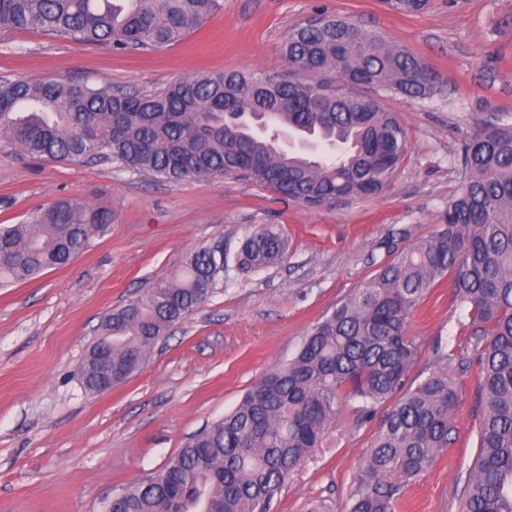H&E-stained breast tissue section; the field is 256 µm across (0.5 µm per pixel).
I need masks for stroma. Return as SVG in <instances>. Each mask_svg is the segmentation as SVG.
Listing matches in <instances>:
<instances>
[{
  "label": "stroma",
  "instance_id": "1",
  "mask_svg": "<svg viewBox=\"0 0 512 512\" xmlns=\"http://www.w3.org/2000/svg\"><path fill=\"white\" fill-rule=\"evenodd\" d=\"M181 41L156 50L85 45L32 29H0V81L52 77L154 90L200 72H279L288 30L336 15L408 49L438 72L426 99L392 93L408 149L392 186L371 198L309 210L232 178L149 181L117 164L37 161L0 142V225L79 199L112 222L69 264L0 288V512H103L153 475L190 438L232 412L245 392L299 350L310 328L404 247L440 226L462 185L461 145L478 112L512 113V0H428L398 13L387 0H220ZM275 224L290 247L277 267L240 271L245 233ZM202 247L224 250V277L207 302L161 337L142 366L103 393L80 382L87 344L112 308L140 297ZM467 312L447 284L410 320L422 345L464 351ZM458 439L411 484L399 512H458L477 454L479 369L453 373ZM343 401L323 441L290 474L269 512L342 508L381 425Z\"/></svg>",
  "mask_w": 512,
  "mask_h": 512
}]
</instances>
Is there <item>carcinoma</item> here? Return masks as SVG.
<instances>
[{
	"label": "carcinoma",
	"instance_id": "cac0c4a2",
	"mask_svg": "<svg viewBox=\"0 0 512 512\" xmlns=\"http://www.w3.org/2000/svg\"><path fill=\"white\" fill-rule=\"evenodd\" d=\"M0 0V27L36 29L80 43L159 49L183 39L220 0ZM293 28L288 71L206 73L152 92L54 78L0 83V141L45 161L108 159L145 179L236 178L260 183L308 209L375 196L391 186L407 150L396 113L367 86L411 99L432 96L439 78L410 52L335 15ZM336 151H286L280 132ZM464 180L439 229L378 267L229 414L195 434L157 473L115 494L105 512H255L320 442L344 399L381 426L344 512H396L404 490L456 442L459 396L452 374L464 358L436 352V367L410 378L421 353L411 316L448 279L468 309L460 324L480 370L478 452L462 512H512V117L477 114L461 148ZM112 213L61 200L25 224L0 225V286L70 263ZM278 228L250 230L236 255L244 272L283 261ZM224 273L202 248L145 295L101 322L97 344L130 376L144 351L193 313ZM100 371L83 359L91 392ZM399 399H394L395 395Z\"/></svg>",
	"mask_w": 512,
	"mask_h": 512
}]
</instances>
